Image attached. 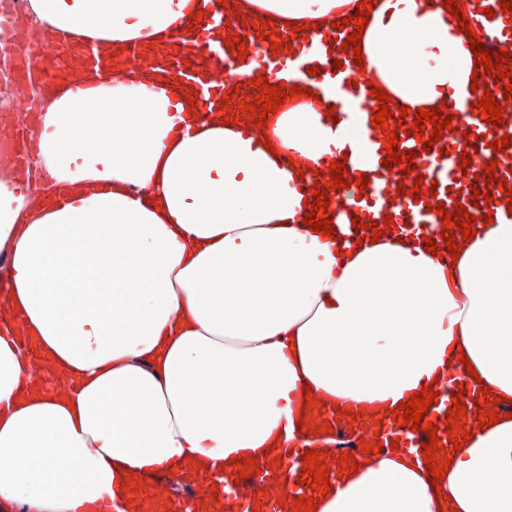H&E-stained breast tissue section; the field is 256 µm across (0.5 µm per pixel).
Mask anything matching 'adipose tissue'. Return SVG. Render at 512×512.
<instances>
[{"label":"adipose tissue","mask_w":512,"mask_h":512,"mask_svg":"<svg viewBox=\"0 0 512 512\" xmlns=\"http://www.w3.org/2000/svg\"><path fill=\"white\" fill-rule=\"evenodd\" d=\"M197 0H28L29 28L167 50ZM350 0H242L318 23ZM446 0H377L365 74L418 110L478 73ZM167 76L59 83L28 136L36 183L0 162V512H99L130 475L231 473L293 437L306 395L395 411L467 355L512 401V222L439 258L400 230L304 223L296 170L363 130L308 97L264 132L187 116ZM274 151L264 149V142ZM403 451L359 460L313 512H512V418L476 431L439 486Z\"/></svg>","instance_id":"adipose-tissue-1"}]
</instances>
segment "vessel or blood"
Returning a JSON list of instances; mask_svg holds the SVG:
<instances>
[{
	"instance_id": "1",
	"label": "vessel or blood",
	"mask_w": 512,
	"mask_h": 512,
	"mask_svg": "<svg viewBox=\"0 0 512 512\" xmlns=\"http://www.w3.org/2000/svg\"><path fill=\"white\" fill-rule=\"evenodd\" d=\"M234 0H208L203 9L202 20L185 18L181 31L176 35V49L166 60L169 73L182 84L188 86L196 100L198 111L212 113L222 111L227 89L219 74L224 65H232L237 82L244 83L254 79L259 72L270 73L274 82L286 86L309 85L318 95L324 110V122L341 117L342 112L336 107V96L356 106L359 121L365 137L359 144L348 151H335L333 161L344 162V178L354 177L363 168H372V180L366 186L365 197H356L355 193L346 194L343 200L331 201L337 223L351 226L353 220L363 223L382 221L384 215H391L395 224L406 225L409 233L422 236H435L437 248H444L446 242L440 234L444 227V218L431 211V201L444 202L447 210H454L456 205H464L471 215H480V208L475 207L470 190L471 185H478L480 192L490 194L493 201L489 208L494 219L512 218L505 204L506 196L498 187L477 182L476 176L482 173L483 162L496 161L497 178L506 181L512 189V146L507 151L494 153L491 145L503 136L512 135V112H504V125L493 126L482 119L480 112L474 111L471 104L478 96L470 87L452 88L448 91L441 111L452 119L451 131L445 132L439 140L437 149L425 150L423 143L409 136L413 125L412 117H405L401 127V148L414 150L417 157L416 175L401 176L400 166L383 167L381 160L386 152L381 138L380 128L374 127L371 118L374 114L375 100L365 80L360 79L357 67L350 53L340 51L339 46L351 34V27L335 29L329 26L317 30L302 32L294 36L292 30L276 28L275 33L282 42L291 44L292 53H271L269 39H257L252 24L241 23L232 10ZM493 9L494 18H487L486 9ZM469 24L484 31V43L488 52L512 44V9L502 10L500 4H488L487 0H471V9L467 14ZM223 31L230 37H237L248 44V54L244 61H236L224 43L208 46L209 33ZM138 46L125 48L103 55L90 51L78 52L77 57L83 68L98 70L102 75H111L112 71L123 65L133 56L139 55ZM342 60V67H334V60ZM50 61L42 56L38 46L27 45L25 52L16 60V67L23 81L31 82L41 79L43 71ZM319 67L320 72L309 75L310 67ZM477 134L478 150L472 153V162L461 165L460 157L465 148L466 134ZM424 183L419 196H411L415 180ZM466 391L464 404L467 408L466 424L477 427L474 409L477 405L476 384L470 379L463 367H456L448 374L446 388L439 392L437 401L425 416L426 421L436 427V434L426 431H414L394 424L391 417H370L363 419L362 427L351 435L352 447H359L361 441L380 440L383 445L398 442L411 456H418L423 443L431 437H438L440 442L449 443L446 433V419L453 406L452 398L459 391ZM354 417L351 414H338L329 405L315 406L311 409V426L323 425L341 432L347 430ZM306 447L299 442L287 443L275 468L263 470L262 474H253L241 480L216 478L217 489L213 500L200 503L195 497L194 486H184L180 492H174L172 499L161 501L152 496L155 487L172 489L175 479L163 471H154L142 475L139 483L130 493L132 505L126 512H283V502H296L298 497L312 495L311 484L302 483L300 473L302 455Z\"/></svg>"
}]
</instances>
